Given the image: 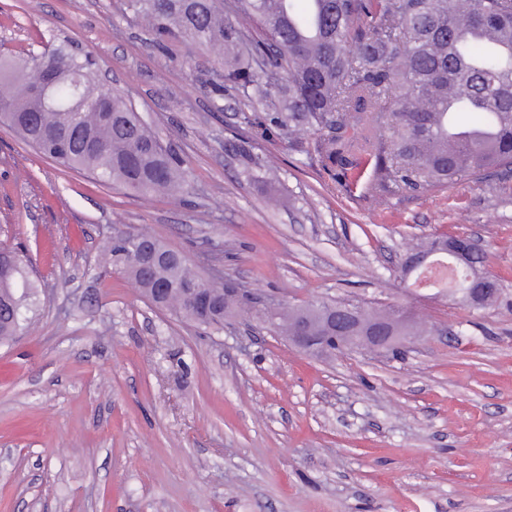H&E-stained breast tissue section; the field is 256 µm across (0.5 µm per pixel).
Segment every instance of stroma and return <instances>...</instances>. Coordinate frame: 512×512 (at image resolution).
<instances>
[{"instance_id": "35a3bbf8", "label": "stroma", "mask_w": 512, "mask_h": 512, "mask_svg": "<svg viewBox=\"0 0 512 512\" xmlns=\"http://www.w3.org/2000/svg\"><path fill=\"white\" fill-rule=\"evenodd\" d=\"M127 3L0 0L1 52L79 43L192 174L181 196L132 197L0 126V245L25 247L36 283L34 332L0 345V512H512V172L346 193L213 91V51L158 50ZM243 149L270 170L245 174ZM120 229L256 297L392 307L428 331L306 354L247 315L199 327L101 270ZM458 234L501 285L490 307L402 280L417 240Z\"/></svg>"}]
</instances>
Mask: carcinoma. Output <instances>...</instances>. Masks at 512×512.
<instances>
[{
  "mask_svg": "<svg viewBox=\"0 0 512 512\" xmlns=\"http://www.w3.org/2000/svg\"><path fill=\"white\" fill-rule=\"evenodd\" d=\"M161 37L216 53L225 92L270 113L282 131L322 132L314 152L347 192L371 163L370 193L427 191L459 176L512 170V0H131ZM45 62L61 78L45 104L31 97L44 62L0 58V123L59 165L141 194L187 190L191 172L150 131L125 97L112 113L92 108L103 91L91 56L64 45ZM457 100L448 113V95ZM144 267L128 261L131 237H112L106 263L179 287L160 307L205 327L224 313L190 308L206 286L176 250ZM35 282L25 256L0 251V344L28 325Z\"/></svg>",
  "mask_w": 512,
  "mask_h": 512,
  "instance_id": "carcinoma-1",
  "label": "carcinoma"
}]
</instances>
